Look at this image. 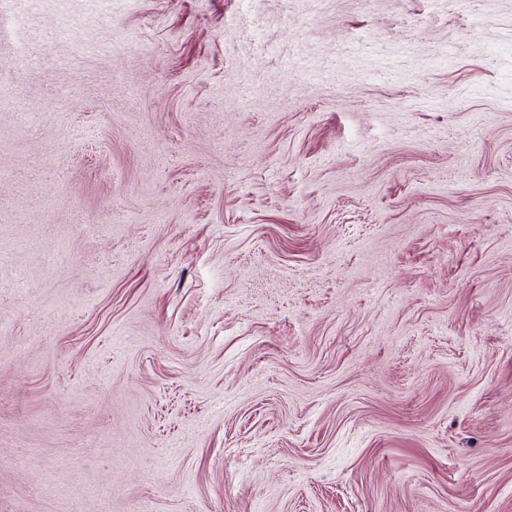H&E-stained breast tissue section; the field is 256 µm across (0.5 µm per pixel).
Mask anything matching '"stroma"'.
Returning a JSON list of instances; mask_svg holds the SVG:
<instances>
[{"label": "stroma", "mask_w": 512, "mask_h": 512, "mask_svg": "<svg viewBox=\"0 0 512 512\" xmlns=\"http://www.w3.org/2000/svg\"><path fill=\"white\" fill-rule=\"evenodd\" d=\"M0 512H512V0H0Z\"/></svg>", "instance_id": "stroma-1"}]
</instances>
